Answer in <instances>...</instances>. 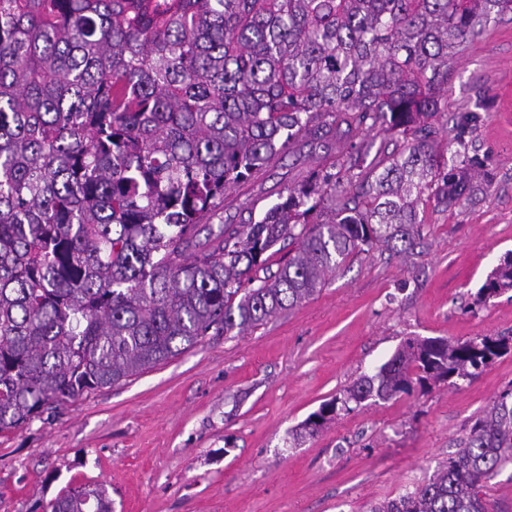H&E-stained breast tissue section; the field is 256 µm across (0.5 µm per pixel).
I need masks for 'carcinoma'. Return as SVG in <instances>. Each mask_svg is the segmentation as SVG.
Returning <instances> with one entry per match:
<instances>
[{
    "label": "carcinoma",
    "instance_id": "carcinoma-1",
    "mask_svg": "<svg viewBox=\"0 0 512 512\" xmlns=\"http://www.w3.org/2000/svg\"><path fill=\"white\" fill-rule=\"evenodd\" d=\"M512 0H0V432L313 296L355 251L417 232L425 194H474L438 143L448 64ZM366 128L403 141L364 165ZM327 148L278 202L227 192ZM296 254L277 272L262 256ZM512 288V257L474 303ZM512 337L409 339L302 424L413 385L473 382ZM512 468V387L427 482L370 512H489ZM49 512H112L67 486Z\"/></svg>",
    "mask_w": 512,
    "mask_h": 512
}]
</instances>
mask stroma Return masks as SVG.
<instances>
[{"label": "stroma", "mask_w": 512, "mask_h": 512, "mask_svg": "<svg viewBox=\"0 0 512 512\" xmlns=\"http://www.w3.org/2000/svg\"><path fill=\"white\" fill-rule=\"evenodd\" d=\"M482 190L424 198L419 233L351 256L321 290L242 334L206 336L118 385L0 433V512H44L65 486L104 485L113 512H369L428 481L472 420L512 387V356L472 384L436 385L298 426L406 340L512 336V290L478 306L512 252V12L450 62Z\"/></svg>", "instance_id": "1"}]
</instances>
